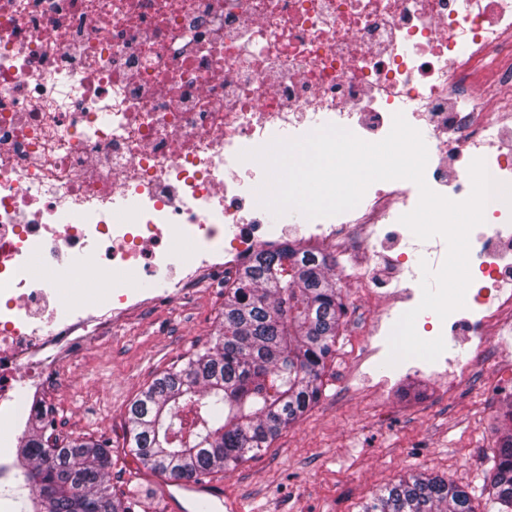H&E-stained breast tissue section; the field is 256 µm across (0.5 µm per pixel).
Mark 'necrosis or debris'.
Returning <instances> with one entry per match:
<instances>
[{
	"label": "necrosis or debris",
	"mask_w": 512,
	"mask_h": 512,
	"mask_svg": "<svg viewBox=\"0 0 512 512\" xmlns=\"http://www.w3.org/2000/svg\"><path fill=\"white\" fill-rule=\"evenodd\" d=\"M403 113L429 153L425 180L466 199L484 158L512 186V0H0V460L40 405L63 354L149 304L233 283L288 229L268 223L243 151L328 124L377 142ZM410 181L372 184L352 210L298 225L345 256L362 296L409 295L443 238L388 226L413 210ZM470 236L466 306L434 321L483 350L512 335V205L489 201ZM80 253L117 280L63 290L32 276ZM390 262L385 281L375 271Z\"/></svg>",
	"instance_id": "1"
}]
</instances>
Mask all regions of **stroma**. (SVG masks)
I'll return each mask as SVG.
<instances>
[{
  "label": "stroma",
  "mask_w": 512,
  "mask_h": 512,
  "mask_svg": "<svg viewBox=\"0 0 512 512\" xmlns=\"http://www.w3.org/2000/svg\"><path fill=\"white\" fill-rule=\"evenodd\" d=\"M341 296L346 311L319 402L269 448L209 479L224 496L221 512H360L410 471L448 478L472 495L477 512H497L483 488L497 417L512 402V368L452 345L436 373L384 378L364 347L376 307L347 287ZM223 308V289H203L144 308L105 345L69 351L49 380L52 441L86 436L108 444L115 463L107 480L116 495L140 482L162 489L166 477L128 454L130 406L157 375L212 345ZM466 356L468 379L449 386L456 360Z\"/></svg>",
  "instance_id": "35a3bbf8"
}]
</instances>
